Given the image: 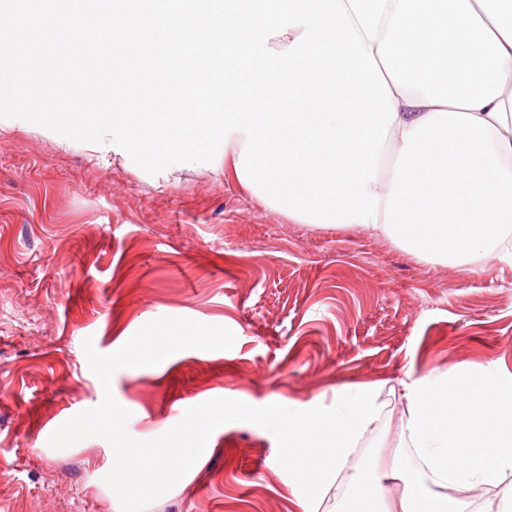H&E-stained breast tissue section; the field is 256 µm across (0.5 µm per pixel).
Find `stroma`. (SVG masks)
<instances>
[{"label": "stroma", "mask_w": 512, "mask_h": 512, "mask_svg": "<svg viewBox=\"0 0 512 512\" xmlns=\"http://www.w3.org/2000/svg\"><path fill=\"white\" fill-rule=\"evenodd\" d=\"M230 329L226 350L122 368L103 388L83 349L121 348L146 323ZM481 365L512 377V267L422 258L359 227L302 224L215 163L151 175L111 142L0 118V512H121L109 443L50 435L105 392L128 433L156 438L214 398L330 405L382 383L389 406L346 469L399 452L408 378ZM196 470L146 512H301L274 435L217 428Z\"/></svg>", "instance_id": "35a3bbf8"}]
</instances>
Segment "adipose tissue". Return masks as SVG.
I'll return each mask as SVG.
<instances>
[{
    "label": "adipose tissue",
    "mask_w": 512,
    "mask_h": 512,
    "mask_svg": "<svg viewBox=\"0 0 512 512\" xmlns=\"http://www.w3.org/2000/svg\"><path fill=\"white\" fill-rule=\"evenodd\" d=\"M398 113L367 188L375 231L435 261L512 266V0H343ZM403 447L346 474L349 512H512V379L487 368L404 384ZM402 495L386 500L384 482Z\"/></svg>",
    "instance_id": "ef3b65f1"
}]
</instances>
